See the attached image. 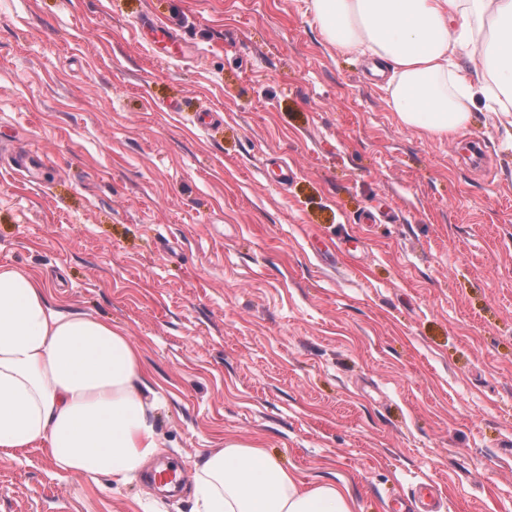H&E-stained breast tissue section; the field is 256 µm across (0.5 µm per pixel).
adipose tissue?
<instances>
[{
  "label": "adipose tissue",
  "mask_w": 512,
  "mask_h": 512,
  "mask_svg": "<svg viewBox=\"0 0 512 512\" xmlns=\"http://www.w3.org/2000/svg\"><path fill=\"white\" fill-rule=\"evenodd\" d=\"M323 37L388 66L399 123L446 136L476 106L512 112V0H310ZM482 54L480 72L467 61ZM137 345L111 323L51 304L35 275L0 268V450L45 449L58 468L125 481L160 446ZM196 512H353L348 491L307 484L265 449L230 441L196 464Z\"/></svg>",
  "instance_id": "adipose-tissue-1"
}]
</instances>
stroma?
<instances>
[{"mask_svg":"<svg viewBox=\"0 0 512 512\" xmlns=\"http://www.w3.org/2000/svg\"><path fill=\"white\" fill-rule=\"evenodd\" d=\"M368 67L309 0H0V265L131 337L153 463L185 470L167 493L25 449L0 512H193L227 441L354 512L426 481L512 512V117L406 128Z\"/></svg>","mask_w":512,"mask_h":512,"instance_id":"stroma-1","label":"stroma"}]
</instances>
